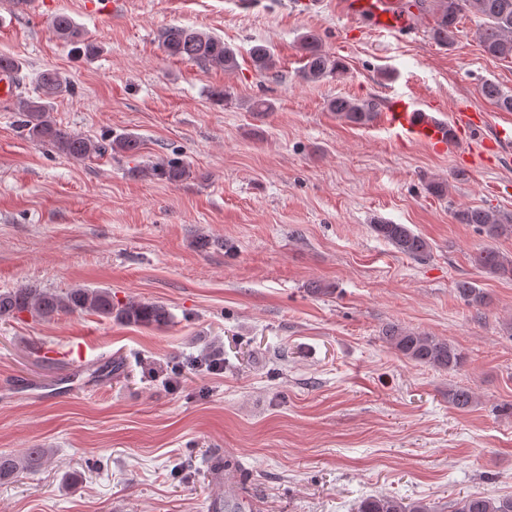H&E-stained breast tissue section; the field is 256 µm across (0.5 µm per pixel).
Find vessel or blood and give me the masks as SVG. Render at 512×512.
Returning a JSON list of instances; mask_svg holds the SVG:
<instances>
[{"mask_svg": "<svg viewBox=\"0 0 512 512\" xmlns=\"http://www.w3.org/2000/svg\"><path fill=\"white\" fill-rule=\"evenodd\" d=\"M341 12L349 17L366 21L380 31L408 34L412 31L410 17L397 10L393 0H340ZM434 104H421L414 98H393L381 115L383 125L402 141H421L442 151L448 146L449 134L465 140L479 134L484 127L481 116L459 106L453 126L440 124L433 116Z\"/></svg>", "mask_w": 512, "mask_h": 512, "instance_id": "obj_1", "label": "vessel or blood"}]
</instances>
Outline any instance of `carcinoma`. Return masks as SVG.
Instances as JSON below:
<instances>
[{
    "mask_svg": "<svg viewBox=\"0 0 512 512\" xmlns=\"http://www.w3.org/2000/svg\"><path fill=\"white\" fill-rule=\"evenodd\" d=\"M401 7L416 9L432 16L428 33L439 46L453 44L461 15L465 8L474 9L483 23L477 28L476 38L482 51L494 59H512V0H399ZM50 31L57 38L74 45L77 52L88 59L96 57L100 47L87 37L67 15L55 16ZM163 52L177 60H187L204 67H215L231 72L238 68L236 52L224 40L206 31L186 26H170L159 37ZM304 65L303 79L311 82L334 77L343 72L342 64L329 56L322 47L321 37L313 32L299 39ZM254 68L269 73L276 68V60L265 44H255L249 50ZM75 92V85L54 70H45L37 78L34 91L17 102L21 128L28 138L46 144L58 152L80 161L101 157L109 152L131 156L140 150V140L133 134L99 140L60 128L51 117L54 100ZM482 95L497 108L512 112V94L504 92L494 82L482 87ZM329 108L345 120L360 126L370 124L378 114L377 99L352 100L336 97ZM147 176L169 183L181 182L190 176V169L180 161H162L145 169ZM462 224H474L492 239L512 237V217L499 216L483 208H468L457 212ZM376 235L393 246L396 252L416 260L430 255V245L421 235L405 224L378 221L372 225ZM472 262L487 274L512 279V257L485 246L472 257ZM467 305L475 308L487 305V295L468 281H459L455 288ZM92 312L124 325L165 326L170 313L163 304L129 299L119 302L107 289L70 288L56 293L37 287L14 288L0 292V320L28 314L34 318H50L60 313ZM385 340L402 357L438 371L454 372L464 363L462 353L437 336L390 324L383 333ZM475 402V395L467 386L448 389V403L457 409H466ZM48 455L46 448H27L18 455H0V480L18 476L40 465ZM359 512H434L422 501L410 506L390 496H371L363 499ZM453 512H512V496L489 498L479 494L456 501Z\"/></svg>",
    "mask_w": 512,
    "mask_h": 512,
    "instance_id": "cac0c4a2",
    "label": "carcinoma"
}]
</instances>
